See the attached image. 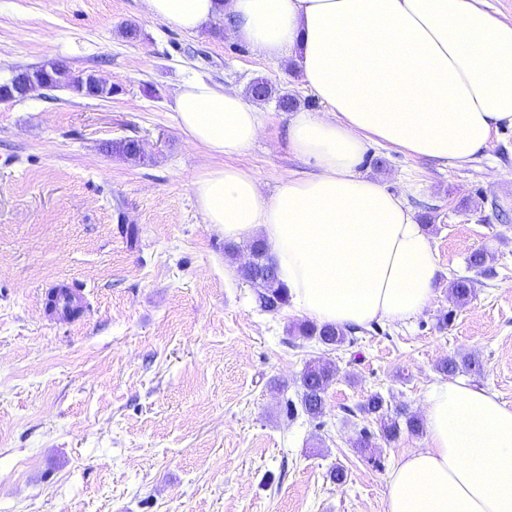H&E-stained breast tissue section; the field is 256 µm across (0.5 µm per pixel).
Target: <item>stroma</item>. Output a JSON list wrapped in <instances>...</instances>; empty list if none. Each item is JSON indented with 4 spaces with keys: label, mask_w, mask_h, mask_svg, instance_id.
<instances>
[{
    "label": "stroma",
    "mask_w": 512,
    "mask_h": 512,
    "mask_svg": "<svg viewBox=\"0 0 512 512\" xmlns=\"http://www.w3.org/2000/svg\"><path fill=\"white\" fill-rule=\"evenodd\" d=\"M129 21L139 38L122 35ZM48 61L120 91L0 103V512H385L390 472L427 438L404 432L365 458L353 442L373 421L350 416L357 403L378 392L422 414L437 363L472 354L482 371L459 380L512 404V126L465 163L367 149L360 172L431 214L439 278L421 313L334 350L289 335L305 319L292 306L260 310L239 272L247 246L225 254L192 191L227 164L267 195L304 170L289 113L260 103L258 140L230 158L188 143L173 119L195 78L243 92L264 77L324 112L287 59L220 22L179 31L143 0H0V82ZM124 138L139 156L113 154ZM476 251L489 272L456 305L448 285ZM61 278L88 300L72 324L42 307ZM312 361L338 369L324 413L289 415Z\"/></svg>",
    "instance_id": "1"
}]
</instances>
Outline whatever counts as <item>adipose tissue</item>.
Segmentation results:
<instances>
[{
  "label": "adipose tissue",
  "instance_id": "1",
  "mask_svg": "<svg viewBox=\"0 0 512 512\" xmlns=\"http://www.w3.org/2000/svg\"><path fill=\"white\" fill-rule=\"evenodd\" d=\"M196 33L215 21L265 58L295 50L326 107L298 111L288 145L311 164L271 195L226 166L192 182L205 223L226 240L263 238L293 306L320 324L401 322L430 301L438 274L427 235L402 197L362 174L368 143L465 162L512 125V21L484 0H144ZM174 120L217 156L257 140L264 116L241 93L185 83ZM427 445L403 452L386 512H512V406L458 380L424 403Z\"/></svg>",
  "mask_w": 512,
  "mask_h": 512
}]
</instances>
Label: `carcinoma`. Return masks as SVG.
I'll return each mask as SVG.
<instances>
[{
	"label": "carcinoma",
	"instance_id": "obj_1",
	"mask_svg": "<svg viewBox=\"0 0 512 512\" xmlns=\"http://www.w3.org/2000/svg\"><path fill=\"white\" fill-rule=\"evenodd\" d=\"M48 73L52 90L66 87L74 91L90 86L91 75L75 74L58 63L48 68ZM246 94L250 100L256 103L274 98L278 107L283 111H290L297 107L296 101L292 97L286 94L276 95L275 88L268 82L261 88L254 82L250 83ZM249 249L253 260L243 276L256 289L260 308L267 312H277L289 302L288 289L280 281L277 268L268 255L263 241L260 239L252 241ZM449 288L456 302L463 305L473 295L474 279L471 277L457 278L450 283ZM298 332L303 338L315 339L325 346L338 348L346 343H353V339L348 337L349 330L333 325L319 326L308 322L300 325ZM437 370L449 375L464 371L477 373L480 371V363L475 356L466 354L443 360L437 365ZM336 373L337 368L327 364L312 363L305 367L300 378L302 392L299 405L302 412L312 418L323 414L325 390L335 378ZM356 412L364 418L371 417L379 424L376 433L367 428L360 431L355 447L364 452L377 447L376 439L378 438L389 443L396 440L404 429L412 434H418L423 430V423L419 417L404 407L391 409L390 403L378 392L371 394L366 400L359 403Z\"/></svg>",
	"mask_w": 512,
	"mask_h": 512
}]
</instances>
